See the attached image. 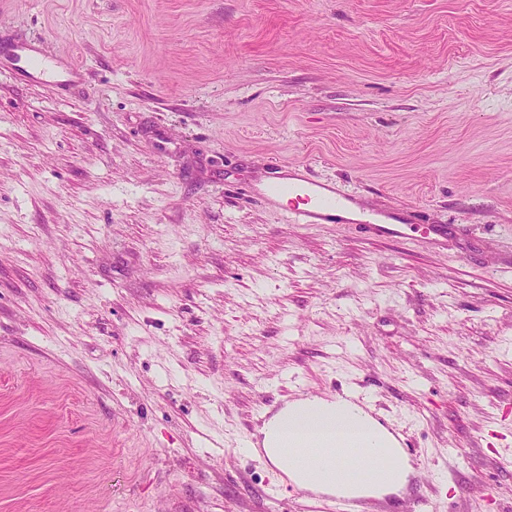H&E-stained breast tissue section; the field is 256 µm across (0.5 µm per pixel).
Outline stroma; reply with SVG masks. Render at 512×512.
Instances as JSON below:
<instances>
[{"label":"stroma","mask_w":512,"mask_h":512,"mask_svg":"<svg viewBox=\"0 0 512 512\" xmlns=\"http://www.w3.org/2000/svg\"><path fill=\"white\" fill-rule=\"evenodd\" d=\"M0 512H334L248 447L358 392L512 512V0H0ZM277 159L448 228L292 224ZM33 49L27 43L13 45L8 53L9 70L16 78L38 81L45 84L63 85L69 81V76L79 72L73 66L69 72L63 73L55 69V60L50 56H43L39 61L32 58Z\"/></svg>","instance_id":"stroma-1"}]
</instances>
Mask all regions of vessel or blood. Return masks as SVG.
I'll list each match as a JSON object with an SVG mask.
<instances>
[{
  "label": "vessel or blood",
  "mask_w": 512,
  "mask_h": 512,
  "mask_svg": "<svg viewBox=\"0 0 512 512\" xmlns=\"http://www.w3.org/2000/svg\"><path fill=\"white\" fill-rule=\"evenodd\" d=\"M31 52L30 45L25 43L10 48L7 60L15 77L45 84L62 85L68 82V74L56 70L53 57L45 56L36 60ZM270 174L269 184L258 190L257 195L272 205L278 199H287L288 204L283 213L291 223L342 224L386 238H399L403 235L406 222L404 212H362L351 218L346 211L355 199L354 193L306 174H290L287 164L282 162H272ZM335 505L337 512H430L431 509L429 499L417 493L412 494L403 510L396 503L375 498L339 497Z\"/></svg>",
  "instance_id": "1"
}]
</instances>
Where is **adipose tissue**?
Returning <instances> with one entry per match:
<instances>
[{
	"mask_svg": "<svg viewBox=\"0 0 512 512\" xmlns=\"http://www.w3.org/2000/svg\"><path fill=\"white\" fill-rule=\"evenodd\" d=\"M293 443L309 436L320 437L328 447L343 440L360 441L370 452L380 453L381 462L370 473L355 471L351 465H337L335 459L312 467L286 464L279 446L282 432ZM261 444L268 460L300 488L344 497H378L403 490L412 472L410 465L389 468L387 461L397 450L393 434L364 408L346 398L325 399L307 396L288 403L272 416L261 430Z\"/></svg>",
	"mask_w": 512,
	"mask_h": 512,
	"instance_id": "1",
	"label": "adipose tissue"
}]
</instances>
